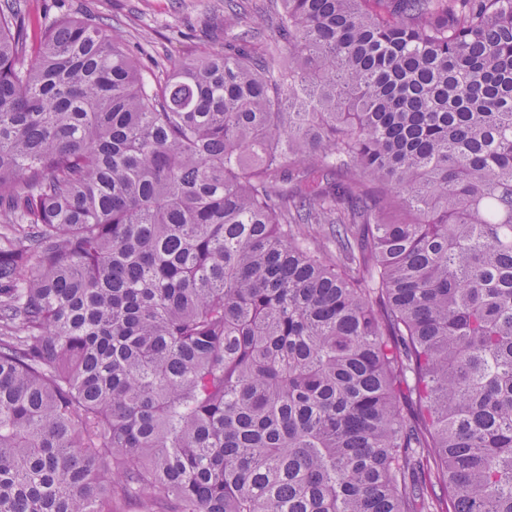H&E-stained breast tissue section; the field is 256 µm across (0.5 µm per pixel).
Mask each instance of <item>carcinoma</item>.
Returning <instances> with one entry per match:
<instances>
[{
	"instance_id": "cac0c4a2",
	"label": "carcinoma",
	"mask_w": 512,
	"mask_h": 512,
	"mask_svg": "<svg viewBox=\"0 0 512 512\" xmlns=\"http://www.w3.org/2000/svg\"><path fill=\"white\" fill-rule=\"evenodd\" d=\"M275 3L0 0V512H512V0ZM49 23L86 11L124 34L131 48L145 50L142 62L149 80L166 74L192 50L198 55L211 36L224 33V0H37Z\"/></svg>"
}]
</instances>
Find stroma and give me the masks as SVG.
I'll return each mask as SVG.
<instances>
[{
    "label": "stroma",
    "instance_id": "35a3bbf8",
    "mask_svg": "<svg viewBox=\"0 0 512 512\" xmlns=\"http://www.w3.org/2000/svg\"><path fill=\"white\" fill-rule=\"evenodd\" d=\"M47 22L90 11L143 48L148 79L162 77L189 53H201L224 30V0H36Z\"/></svg>",
    "mask_w": 512,
    "mask_h": 512
}]
</instances>
